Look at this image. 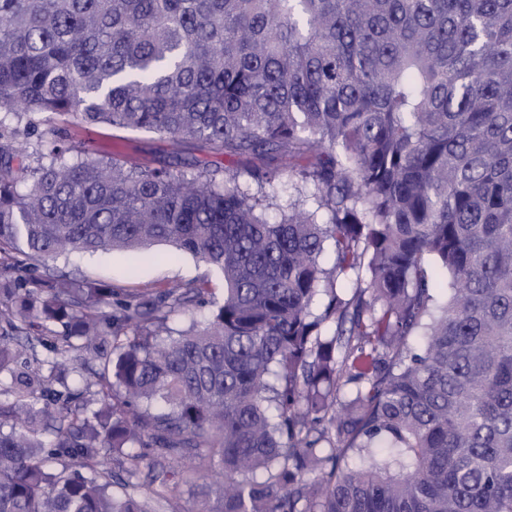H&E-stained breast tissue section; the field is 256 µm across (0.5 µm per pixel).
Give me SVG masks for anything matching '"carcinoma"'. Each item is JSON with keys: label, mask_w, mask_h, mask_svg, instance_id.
I'll list each match as a JSON object with an SVG mask.
<instances>
[{"label": "carcinoma", "mask_w": 512, "mask_h": 512, "mask_svg": "<svg viewBox=\"0 0 512 512\" xmlns=\"http://www.w3.org/2000/svg\"><path fill=\"white\" fill-rule=\"evenodd\" d=\"M54 120L251 182L30 140ZM279 156L310 163L270 223ZM156 244L222 302L55 266ZM186 458L219 512H512V0H0V512H176ZM66 135L72 143L85 150L93 159L119 156L136 163H151L154 159L182 158L178 168L189 174L192 169L183 164L193 160L201 164H218L221 166L240 167L236 159L222 154H215L195 140L176 141L148 131H129L111 126L69 125Z\"/></svg>", "instance_id": "1"}]
</instances>
